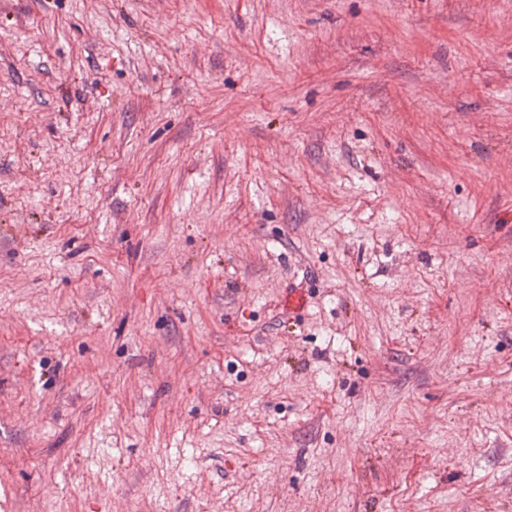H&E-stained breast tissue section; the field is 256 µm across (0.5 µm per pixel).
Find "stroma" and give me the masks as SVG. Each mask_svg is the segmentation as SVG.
I'll use <instances>...</instances> for the list:
<instances>
[{
	"instance_id": "obj_1",
	"label": "stroma",
	"mask_w": 512,
	"mask_h": 512,
	"mask_svg": "<svg viewBox=\"0 0 512 512\" xmlns=\"http://www.w3.org/2000/svg\"><path fill=\"white\" fill-rule=\"evenodd\" d=\"M0 512H512V0H0Z\"/></svg>"
}]
</instances>
